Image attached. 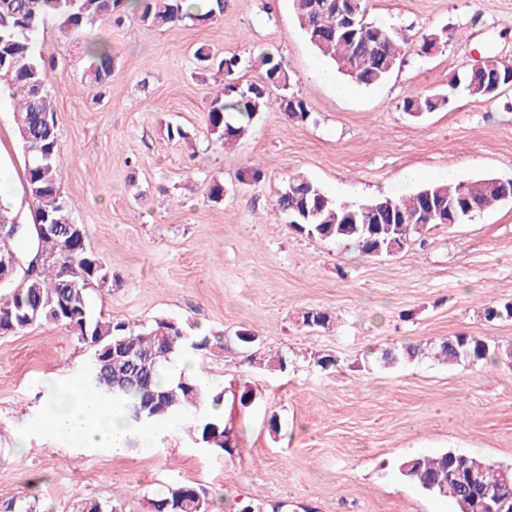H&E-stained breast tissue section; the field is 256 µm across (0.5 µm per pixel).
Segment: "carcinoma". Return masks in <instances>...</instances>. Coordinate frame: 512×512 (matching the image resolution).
Masks as SVG:
<instances>
[{"mask_svg": "<svg viewBox=\"0 0 512 512\" xmlns=\"http://www.w3.org/2000/svg\"><path fill=\"white\" fill-rule=\"evenodd\" d=\"M300 29L313 49L347 80L362 87L379 85L400 68L411 40L394 30L366 21L368 0H345L353 24L341 27L333 0H292ZM141 25L161 30L187 20L204 22L222 14L219 0H0V82L14 100V124L24 151V185L31 190L33 223L48 219L51 224H73L75 219L61 191L59 136L54 117V97L47 87L46 63L36 51V37L53 18L61 26L79 30L98 21L123 23L126 13ZM89 59L84 82L101 85L112 75L113 61L108 46L93 43L86 48ZM200 70L221 77V88L210 102L208 128L228 144L243 138L256 114L268 107L305 121L310 116L307 102L288 92L282 62L264 49L247 64L257 74L242 79L244 64L232 55L218 58L207 48L196 49ZM506 68L497 60L481 69L462 67L448 84L446 93L416 94L403 101V111L417 116L445 109L459 88L478 100H491L506 87ZM512 199V179L483 178L475 181L432 183L410 195H380L365 201H340L328 196L314 181L293 175L284 180L275 207L288 219L294 232L311 239L355 246L364 257L397 245L401 248L420 238L430 226L450 221L464 224L490 206ZM384 202L382 218L367 205ZM42 261L28 283L11 289L0 300V335L19 334L31 325L49 323V304L62 308L61 325L88 344L91 353L107 356L117 343L126 345L133 356L125 364V388L109 390L104 369L87 373L86 392L123 409L127 426L133 431L128 447L138 443V432L155 424L179 419L189 423L193 441L212 451L233 454L224 422L213 418L207 406L224 402V390L193 376L180 373L167 379L178 358L208 349L212 338L191 336L184 323L162 318L150 326L135 327L108 318H94L89 312L91 285L104 288L112 273L90 246L79 256L69 255L61 235L46 236L38 242ZM72 270L70 287H63L60 267ZM488 321L512 318V302L485 308ZM332 313L310 309L302 323L312 330L326 329ZM499 348L480 336L460 333L442 340L431 351L438 363L459 366L488 362ZM420 355L416 345L388 347L380 363L394 367ZM398 475L423 492L446 498L456 512H484L481 490L493 486L506 499L501 512H512V466L456 452L452 449L433 456H413L400 462ZM115 502L83 498L76 512H113ZM0 512H36L22 497L0 503ZM149 512H209L206 493L190 484H172L149 500Z\"/></svg>", "mask_w": 512, "mask_h": 512, "instance_id": "cac0c4a2", "label": "carcinoma"}]
</instances>
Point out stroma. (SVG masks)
I'll list each match as a JSON object with an SVG mask.
<instances>
[{"instance_id": "obj_1", "label": "stroma", "mask_w": 512, "mask_h": 512, "mask_svg": "<svg viewBox=\"0 0 512 512\" xmlns=\"http://www.w3.org/2000/svg\"><path fill=\"white\" fill-rule=\"evenodd\" d=\"M368 19L446 42L426 56L408 51L384 84L341 97L317 77L326 62L291 0H224L217 19L162 31L130 14L119 27L98 22L74 33L51 21L39 33L61 189L112 272L110 288L89 291L93 316L133 325L174 318L226 336L195 355L202 379L225 401L246 387L255 400L231 411L230 456L195 447L182 431L149 451L87 450L45 422L49 390L83 382L88 346L56 325L0 336V501L75 512L80 498L116 496L122 512H148L157 490L190 483L208 491L212 512H237L242 502L260 512H453L401 479L398 463L452 449L512 464V359L449 368L425 353L393 369L377 361L385 347L427 350L459 333L512 345V320L484 318L487 306L512 301V202L431 227L383 258L301 236L274 207L296 173L344 201L371 199L407 170L512 179V87L490 101L461 92L448 109L418 118L401 109L407 96L447 91L461 65L493 56L512 66V0H369ZM97 40L114 68L106 85L89 86L81 81L85 51ZM202 45L244 60L272 49L310 118L262 112L246 137L223 146L207 128L218 86L198 72ZM171 125L185 139H169ZM255 167L259 181L238 182ZM23 170L4 97L0 202L27 224ZM215 179L224 183L217 203L207 197ZM312 308L332 312L333 325L303 326ZM246 329L259 336L248 350L235 338ZM279 351L288 356L282 373L266 366ZM317 352L334 354L339 366L320 371Z\"/></svg>"}]
</instances>
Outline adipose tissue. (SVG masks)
<instances>
[{
	"mask_svg": "<svg viewBox=\"0 0 512 512\" xmlns=\"http://www.w3.org/2000/svg\"><path fill=\"white\" fill-rule=\"evenodd\" d=\"M54 411L48 419L51 431L83 448H104L115 455L127 449L129 430L121 409L88 395L73 385L49 395Z\"/></svg>",
	"mask_w": 512,
	"mask_h": 512,
	"instance_id": "adipose-tissue-1",
	"label": "adipose tissue"
}]
</instances>
